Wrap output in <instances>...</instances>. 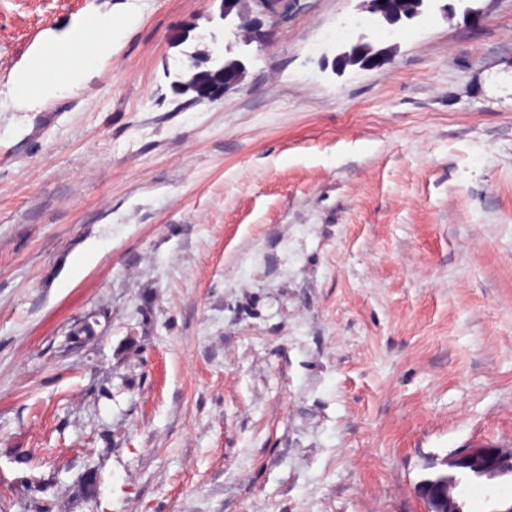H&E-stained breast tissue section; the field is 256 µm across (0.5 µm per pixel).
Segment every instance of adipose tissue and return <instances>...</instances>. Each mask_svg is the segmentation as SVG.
I'll return each mask as SVG.
<instances>
[{
  "mask_svg": "<svg viewBox=\"0 0 512 512\" xmlns=\"http://www.w3.org/2000/svg\"><path fill=\"white\" fill-rule=\"evenodd\" d=\"M116 19L99 14L83 21L77 35L40 50L30 69L14 84L16 98L34 103L47 94L72 88L77 77L112 51Z\"/></svg>",
  "mask_w": 512,
  "mask_h": 512,
  "instance_id": "adipose-tissue-1",
  "label": "adipose tissue"
}]
</instances>
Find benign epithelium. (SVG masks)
<instances>
[{"mask_svg":"<svg viewBox=\"0 0 512 512\" xmlns=\"http://www.w3.org/2000/svg\"><path fill=\"white\" fill-rule=\"evenodd\" d=\"M365 11L375 20L389 26H395L403 20H412L422 13L421 7L426 0H400L409 5L405 15L390 17L382 7V0H362ZM291 0H224V33L229 41H241L247 45H262L267 39L261 16L270 13L282 17L288 16ZM388 49L377 48L368 42L357 41L349 50L340 54V59L351 63L358 57L366 55L370 64L378 65L387 58ZM242 63L238 60L226 61L218 70L216 78L228 90L241 81ZM447 470L438 471L421 480L418 493L426 504V512H457L455 486L462 478L486 477L495 479L502 476L507 469H512V449L477 446L464 448L443 461Z\"/></svg>","mask_w":512,"mask_h":512,"instance_id":"7a95c632","label":"benign epithelium"}]
</instances>
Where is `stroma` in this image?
Returning <instances> with one entry per match:
<instances>
[{
	"mask_svg": "<svg viewBox=\"0 0 512 512\" xmlns=\"http://www.w3.org/2000/svg\"><path fill=\"white\" fill-rule=\"evenodd\" d=\"M104 12L110 57L19 106ZM364 18L231 47L224 0H0V512H424L512 448V0ZM361 36L392 60L338 67ZM442 465L447 466L446 471L435 472L418 484V493L426 504V512H457L453 490L461 479L467 476L487 479L501 477L506 469H512V448H464L447 457Z\"/></svg>",
	"mask_w": 512,
	"mask_h": 512,
	"instance_id": "35a3bbf8",
	"label": "stroma"
}]
</instances>
